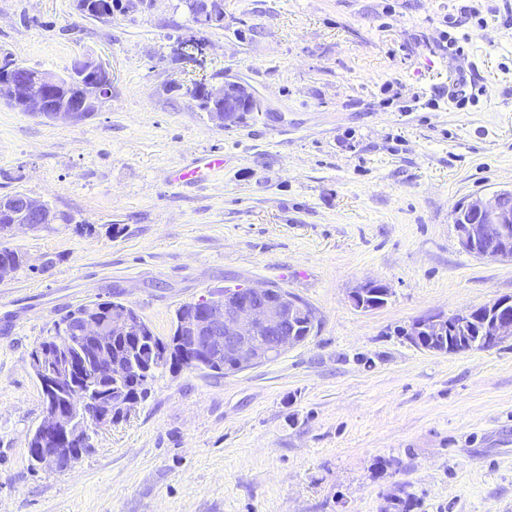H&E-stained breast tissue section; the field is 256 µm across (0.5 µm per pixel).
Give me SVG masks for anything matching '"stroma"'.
<instances>
[{
	"mask_svg": "<svg viewBox=\"0 0 512 512\" xmlns=\"http://www.w3.org/2000/svg\"><path fill=\"white\" fill-rule=\"evenodd\" d=\"M196 42L192 55L178 51ZM57 75L103 62L78 125L0 101V195L72 224L11 246L0 282V512H512V341L454 354L401 331L512 297V262L463 251L461 201L512 189V0H183L93 18L78 0H0V56ZM479 86L448 99L460 65ZM243 81L261 108L217 127L189 91ZM204 182H173L208 154ZM366 281L387 304L351 303ZM315 311L278 359L157 375L71 467H33L45 398L29 356L70 310L133 306L157 336L235 285ZM193 0H185L186 6L190 13L193 15V20L195 23L201 26H220L224 23V3L223 0H212L211 9L208 12L202 13L198 12L196 9L202 6V3L205 2L203 0H195L194 6L192 4Z\"/></svg>",
	"mask_w": 512,
	"mask_h": 512,
	"instance_id": "stroma-1",
	"label": "stroma"
}]
</instances>
